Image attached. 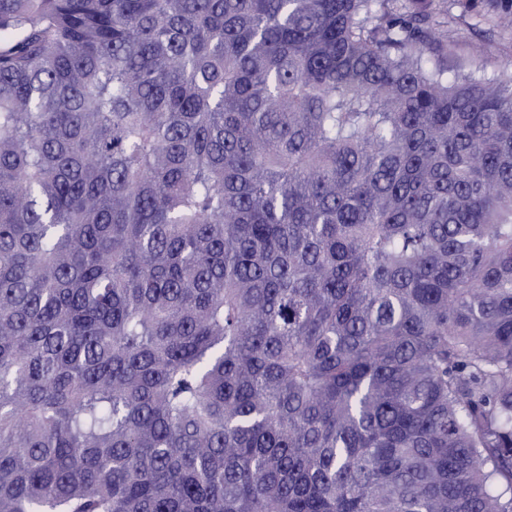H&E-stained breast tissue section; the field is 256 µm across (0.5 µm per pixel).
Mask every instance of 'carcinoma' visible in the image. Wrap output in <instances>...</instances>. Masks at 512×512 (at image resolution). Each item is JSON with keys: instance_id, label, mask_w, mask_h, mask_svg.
<instances>
[{"instance_id": "1", "label": "carcinoma", "mask_w": 512, "mask_h": 512, "mask_svg": "<svg viewBox=\"0 0 512 512\" xmlns=\"http://www.w3.org/2000/svg\"><path fill=\"white\" fill-rule=\"evenodd\" d=\"M432 0H0V512H512V64Z\"/></svg>"}]
</instances>
